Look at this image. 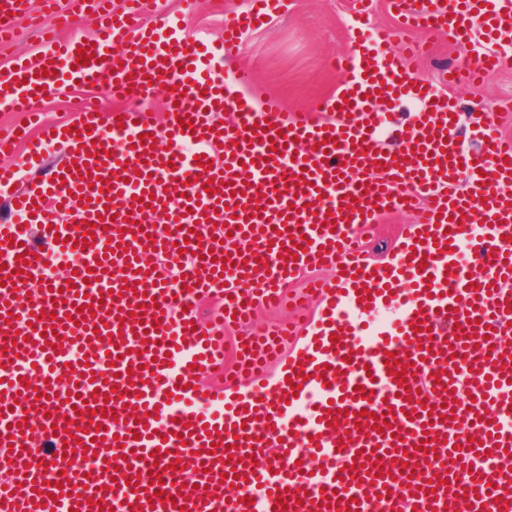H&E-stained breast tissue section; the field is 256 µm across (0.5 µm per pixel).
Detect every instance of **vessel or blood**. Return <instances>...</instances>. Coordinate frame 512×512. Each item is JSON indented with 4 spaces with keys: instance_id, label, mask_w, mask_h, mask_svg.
Instances as JSON below:
<instances>
[{
    "instance_id": "b4317fda",
    "label": "vessel or blood",
    "mask_w": 512,
    "mask_h": 512,
    "mask_svg": "<svg viewBox=\"0 0 512 512\" xmlns=\"http://www.w3.org/2000/svg\"><path fill=\"white\" fill-rule=\"evenodd\" d=\"M153 4L44 0L59 30L39 61L0 75L12 112L76 82L126 102L105 112L86 98L75 120L45 126L70 155L0 221L12 471L0 512H369L370 488L385 512H512V138L482 113L470 120L479 149L457 139L460 110L416 76L417 43L381 55L357 34L335 59L354 78L291 110L249 68L216 71L278 0L227 12L213 51L179 37V17L147 24ZM388 5L403 27L462 45L478 26L512 42V0ZM85 10L99 19L91 38L74 34ZM25 14L26 0H0L1 40ZM503 62L490 51L460 75L479 83ZM162 84L173 91L159 127L131 102ZM405 101L417 109L383 152L386 113ZM227 109L232 123L214 125ZM74 208L77 223L50 218ZM404 209L416 223L372 262L365 236ZM213 224L236 248L207 235ZM182 250L175 281L156 258ZM66 254L74 275L41 279ZM327 262L343 272L307 283L316 312L239 337L231 379L204 389L224 365V326L283 304L288 283ZM208 295L222 310L204 328L195 307ZM75 450L83 468L53 474Z\"/></svg>"
}]
</instances>
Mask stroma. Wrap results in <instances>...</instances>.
Returning a JSON list of instances; mask_svg holds the SVG:
<instances>
[{"label": "stroma", "instance_id": "stroma-1", "mask_svg": "<svg viewBox=\"0 0 512 512\" xmlns=\"http://www.w3.org/2000/svg\"><path fill=\"white\" fill-rule=\"evenodd\" d=\"M355 0H281L280 10L261 29L247 32L239 50L226 57L223 71L240 66L253 70L257 79L271 92L278 95L288 108L303 109L315 102L327 99L342 81L331 62L337 55L348 53L352 29L355 25ZM248 0H197L192 11H184L181 0H160V13L184 12L182 25L187 39L203 37L220 42L224 37V14L243 10ZM54 24L52 17H43L40 26H33L27 19H20L12 40L0 43V72L7 70L14 61L35 58L42 49L41 35L45 28ZM401 40L415 38L425 41L427 55L417 64L418 75L426 80H438L442 71L453 66H467L476 61L483 50L481 40L460 46L447 33L401 31ZM463 117L460 131H467L468 113L480 106H493L495 100L512 99V65L492 74L478 88L466 85L455 87ZM94 95L105 110H113L117 101L104 90L94 92L69 87L54 88L39 100L35 109L41 120L64 122L73 120L72 104L75 100ZM47 161L30 157L26 147H19L12 156H0V165L17 170L16 189H26L40 182L49 165L64 163L68 150L62 143L47 145ZM414 216L405 211L388 214L382 224L376 225L367 240V248L373 259L388 261L396 237L406 233Z\"/></svg>", "mask_w": 512, "mask_h": 512}]
</instances>
